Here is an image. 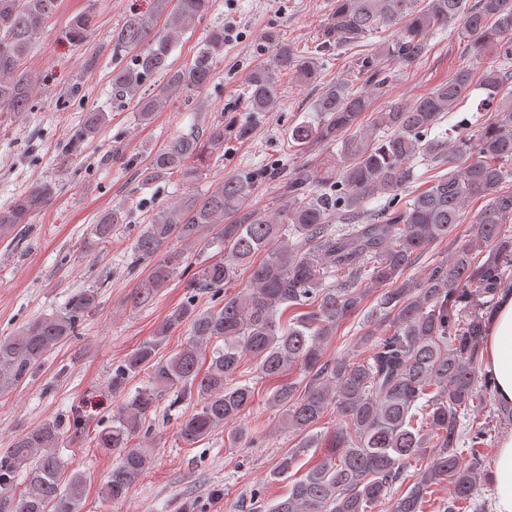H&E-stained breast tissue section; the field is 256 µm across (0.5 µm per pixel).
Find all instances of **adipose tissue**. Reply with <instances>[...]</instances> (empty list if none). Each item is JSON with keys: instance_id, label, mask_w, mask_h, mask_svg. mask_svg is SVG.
Returning <instances> with one entry per match:
<instances>
[{"instance_id": "ef3b65f1", "label": "adipose tissue", "mask_w": 512, "mask_h": 512, "mask_svg": "<svg viewBox=\"0 0 512 512\" xmlns=\"http://www.w3.org/2000/svg\"><path fill=\"white\" fill-rule=\"evenodd\" d=\"M485 368L495 380L496 396L512 405V292L508 291L488 324L484 340ZM494 512H512V434L503 437L492 464Z\"/></svg>"}]
</instances>
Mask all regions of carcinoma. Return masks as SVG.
<instances>
[{"instance_id":"1","label":"carcinoma","mask_w":512,"mask_h":512,"mask_svg":"<svg viewBox=\"0 0 512 512\" xmlns=\"http://www.w3.org/2000/svg\"><path fill=\"white\" fill-rule=\"evenodd\" d=\"M171 0H153L148 13H131L112 35V95L131 104L140 120H151L170 96L200 91L224 58V28L209 31L190 65L169 63L176 34L203 18L210 0H176L171 28L158 20ZM59 0H0V112L33 108L31 78L25 59L33 40L55 14ZM92 22L77 16L70 39L80 41ZM456 23L475 54L497 47L498 65L473 79L467 67L409 105H394L370 124L361 126L370 95L338 81L314 101L315 124L288 130V142L300 150L310 144L338 148L318 170L300 167L284 184L277 211L257 215L247 210L256 187L272 177L266 170H248L225 177L204 193L195 184L207 162L224 148V141H244L256 121L279 97L278 72L294 69L303 79L317 76L315 56L298 57L288 43L268 36L272 61L255 66L246 77L247 109L251 119L224 123L213 120L194 126L167 141L141 171L142 184L177 175L187 185L182 195L161 207L134 242L131 265L150 266L131 295L133 306H145L168 286L185 262L186 249L204 240L215 226L219 258L204 266L188 283L192 289L221 293L240 268L249 271L251 288L224 298L221 308L198 310L188 299L173 310L156 335L144 341L112 371V391H125L133 375L150 370L148 384L128 396L112 415V424L94 437L96 447L119 453L104 483L106 497L126 498L131 486L148 469L150 453L131 443L142 421L155 410L160 396L172 392L169 407L195 401L178 422L180 437L194 443L218 428H230L232 447L254 443L249 432L235 426L250 406L254 392L237 372L241 358L260 360L261 372L280 378L298 368L310 379L303 392L282 383L269 402L279 408L288 430L305 436L283 453L272 477L288 475L308 437L329 407L340 417L332 433L321 438L324 457L290 484L288 493L256 512H374L393 487L413 484L390 506V512H425L431 488L448 483L445 512H487L478 500L482 469L480 449L488 446L485 425L466 418L474 404H488L494 381L480 368V345L501 290L512 288V106L497 101L512 79V0H335V7L317 49L359 42L367 34L395 27L397 34L380 57L365 56L363 71L378 91L387 82L380 64L412 66L429 50L428 37ZM166 82L155 94L158 75ZM485 93L483 111L445 123L471 94L474 82ZM103 120L88 112L64 155L76 152ZM417 157L448 172L432 176L430 185L405 208L398 196L414 182L411 161ZM485 204L470 220L468 238L452 244L448 256L431 265L420 282L405 281L409 270L430 245L454 239L465 204L474 198ZM382 198L374 208L367 204ZM53 199V189L38 184L23 197L0 209V237L13 233ZM235 221L224 223V217ZM124 222V212L112 209L90 225V234L105 243L112 229ZM178 241L183 248L171 247ZM493 250L495 260L479 263L476 254ZM334 274L336 282L325 283ZM379 293V311L388 330L361 337L370 345L359 361L343 357L323 360L325 342L341 322L355 314L367 296ZM97 292L84 289L64 307L29 321L15 336L0 338V377L23 379L40 367L53 348L69 340L78 324L95 307ZM187 328L186 345L166 357L159 350L170 330ZM206 369L201 350L213 342ZM66 422L54 420L27 431L0 458V501L12 512H78L82 475L55 452ZM434 449L418 467L419 452ZM67 486H62L63 477ZM24 480V490L9 502L4 494Z\"/></svg>"}]
</instances>
